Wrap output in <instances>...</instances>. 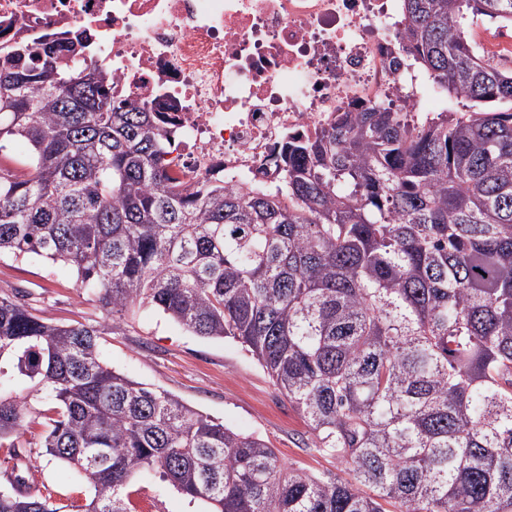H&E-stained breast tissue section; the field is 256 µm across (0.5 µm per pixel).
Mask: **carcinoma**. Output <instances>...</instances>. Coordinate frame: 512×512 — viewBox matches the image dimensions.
Returning <instances> with one entry per match:
<instances>
[{
    "label": "carcinoma",
    "mask_w": 512,
    "mask_h": 512,
    "mask_svg": "<svg viewBox=\"0 0 512 512\" xmlns=\"http://www.w3.org/2000/svg\"><path fill=\"white\" fill-rule=\"evenodd\" d=\"M401 50L470 112L376 106L288 136L277 188H189L171 129L112 92L83 44L0 49V252L61 261L112 323L53 325L0 295V359L44 388L0 396V447L30 425L82 475L83 512H131L137 472L207 512H512V69L466 32L512 0H402ZM232 338L302 412L345 476L295 469L103 362L136 306ZM0 512H59L0 491Z\"/></svg>",
    "instance_id": "1"
}]
</instances>
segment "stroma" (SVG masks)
Here are the masks:
<instances>
[{
  "label": "stroma",
  "instance_id": "stroma-1",
  "mask_svg": "<svg viewBox=\"0 0 512 512\" xmlns=\"http://www.w3.org/2000/svg\"><path fill=\"white\" fill-rule=\"evenodd\" d=\"M0 294L17 298L46 321L99 325L105 313L96 298L78 288L73 269L44 258L0 255ZM104 360L131 379L161 388L196 411L245 434L255 433L294 467L341 472L335 460L311 447L304 415L281 395L259 362L230 339L204 338L155 309L136 308L105 336ZM38 433H26L22 448H0V490L16 493L13 465L30 457L31 491L50 496L60 512H77L90 497L86 481L37 448ZM132 512H201L153 472L135 475L128 486Z\"/></svg>",
  "mask_w": 512,
  "mask_h": 512
}]
</instances>
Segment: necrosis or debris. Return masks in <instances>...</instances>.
Returning <instances> with one entry per match:
<instances>
[{"mask_svg":"<svg viewBox=\"0 0 512 512\" xmlns=\"http://www.w3.org/2000/svg\"><path fill=\"white\" fill-rule=\"evenodd\" d=\"M398 0H0L11 28L86 29L112 86L174 117L169 171L269 188L288 136L381 103L414 112Z\"/></svg>","mask_w":512,"mask_h":512,"instance_id":"necrosis-or-debris-1","label":"necrosis or debris"}]
</instances>
